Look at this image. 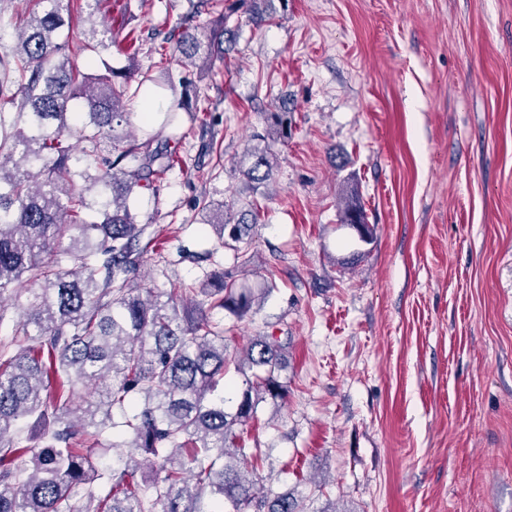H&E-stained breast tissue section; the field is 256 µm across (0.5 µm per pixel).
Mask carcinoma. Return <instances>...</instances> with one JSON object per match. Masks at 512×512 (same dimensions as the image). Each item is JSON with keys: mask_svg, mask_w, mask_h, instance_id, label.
Returning a JSON list of instances; mask_svg holds the SVG:
<instances>
[{"mask_svg": "<svg viewBox=\"0 0 512 512\" xmlns=\"http://www.w3.org/2000/svg\"><path fill=\"white\" fill-rule=\"evenodd\" d=\"M99 2L28 0L26 23L0 52V300L10 293L19 316L0 341V512H350L312 510L299 490L264 489L263 450L238 439L261 403L288 395V344L257 336L231 359L213 317L242 320L270 293L236 283L254 261L252 225L223 202L210 227L233 269L178 294L142 280L156 236L128 198L160 194L185 138L181 113L207 108L195 81L170 73L162 83L145 74L130 89L135 72L105 59V30L91 29L81 46L104 72L81 71L60 38L73 13L91 16ZM239 9L265 19L260 0H224V10ZM228 34L221 16L202 36H181L177 49L203 73L224 58ZM149 85L174 96L156 111L158 128L116 135L134 117L123 99L142 98ZM264 120V146L246 155L257 185L273 176L270 143L288 137V113ZM88 210L98 220L86 221ZM342 223L374 240L359 202L345 204ZM231 367L241 376L235 387ZM30 419L43 425L36 444L6 440ZM109 451L112 466L100 465ZM137 454L153 458L154 473Z\"/></svg>", "mask_w": 512, "mask_h": 512, "instance_id": "carcinoma-1", "label": "carcinoma"}]
</instances>
